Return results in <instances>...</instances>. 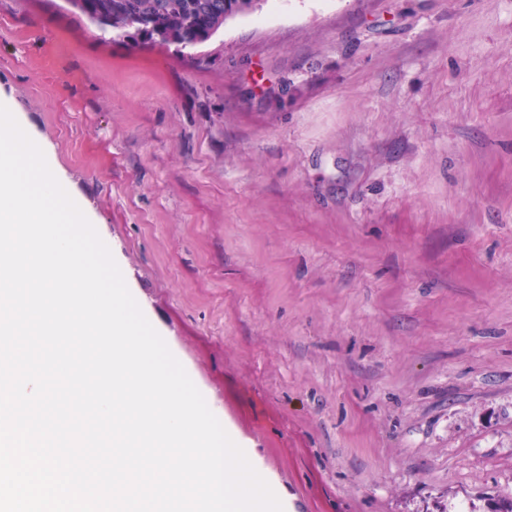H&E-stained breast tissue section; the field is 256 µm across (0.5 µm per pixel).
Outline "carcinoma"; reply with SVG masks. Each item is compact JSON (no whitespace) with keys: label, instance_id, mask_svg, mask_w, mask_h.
Here are the masks:
<instances>
[{"label":"carcinoma","instance_id":"cac0c4a2","mask_svg":"<svg viewBox=\"0 0 512 512\" xmlns=\"http://www.w3.org/2000/svg\"><path fill=\"white\" fill-rule=\"evenodd\" d=\"M103 34L144 27L163 44L192 48L208 41L229 18L255 11L263 0H69Z\"/></svg>","mask_w":512,"mask_h":512}]
</instances>
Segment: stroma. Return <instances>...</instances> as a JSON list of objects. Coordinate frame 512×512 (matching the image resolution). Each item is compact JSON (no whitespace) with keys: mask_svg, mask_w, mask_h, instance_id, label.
Returning <instances> with one entry per match:
<instances>
[{"mask_svg":"<svg viewBox=\"0 0 512 512\" xmlns=\"http://www.w3.org/2000/svg\"><path fill=\"white\" fill-rule=\"evenodd\" d=\"M0 102L291 512L512 506V0H0ZM103 34L144 27L160 45L192 48L208 41L229 18L255 11L264 0H68ZM161 33V34H160Z\"/></svg>","mask_w":512,"mask_h":512,"instance_id":"obj_1","label":"stroma"}]
</instances>
